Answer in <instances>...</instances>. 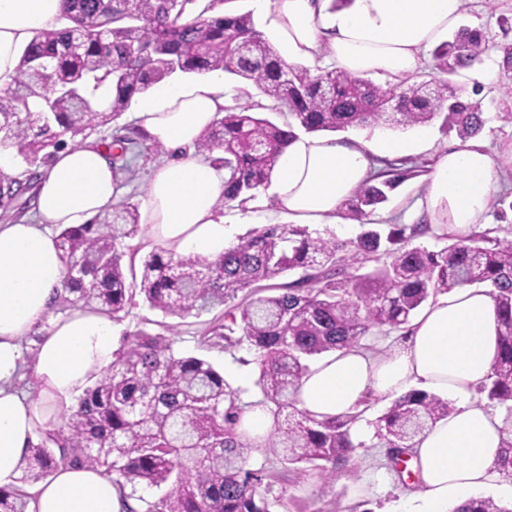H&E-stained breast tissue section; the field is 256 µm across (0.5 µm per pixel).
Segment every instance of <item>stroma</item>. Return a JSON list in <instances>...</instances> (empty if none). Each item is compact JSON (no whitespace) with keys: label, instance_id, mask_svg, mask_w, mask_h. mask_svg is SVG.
<instances>
[{"label":"stroma","instance_id":"obj_1","mask_svg":"<svg viewBox=\"0 0 512 512\" xmlns=\"http://www.w3.org/2000/svg\"><path fill=\"white\" fill-rule=\"evenodd\" d=\"M460 23L483 32L489 48L483 67L500 64V45L512 43V0H468ZM502 84L498 77L480 86L486 123L479 137L491 156L502 161L493 195L505 198L506 203L492 206L487 225L506 237L512 235V164L503 162L502 157L512 152V98L505 96ZM223 313V308L217 307L197 317L179 318L139 304L119 321L118 328L123 333L140 328L158 333L163 326H175V349L209 359L227 381L241 389L242 399L249 401L256 391L254 382L258 376L251 354L242 348L225 351L200 344L209 325L220 320ZM246 466L261 471L262 489L279 498L276 512H325L332 496L340 499L347 512H395L400 500L417 491L415 485L399 480L387 465L385 449L373 444L357 448L354 474L340 476L326 498L314 479L281 464L267 449H250Z\"/></svg>","mask_w":512,"mask_h":512}]
</instances>
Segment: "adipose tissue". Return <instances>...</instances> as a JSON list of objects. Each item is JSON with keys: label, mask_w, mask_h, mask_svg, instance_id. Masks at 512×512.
<instances>
[{"label": "adipose tissue", "mask_w": 512, "mask_h": 512, "mask_svg": "<svg viewBox=\"0 0 512 512\" xmlns=\"http://www.w3.org/2000/svg\"><path fill=\"white\" fill-rule=\"evenodd\" d=\"M259 29L284 63L326 62L357 76L407 82L458 23L464 0H253ZM62 0H0V90L14 79L23 48L38 31L58 27ZM235 91L223 72L203 79L171 75L132 114L145 138L162 145L167 160L151 172L143 204L149 236L177 255H223L234 238L217 208L223 169L191 149L231 104ZM427 134L297 135L277 156L263 193L292 224H335L375 158L413 155ZM498 166L481 142L449 146L438 157L416 206L430 223L466 233L485 223ZM122 190L108 152L95 140L58 151L42 177L31 216L0 223V488L16 486L30 448L54 430L74 397L112 362V318L75 309L51 317L64 264L56 231L110 209ZM500 324L489 287L439 292L406 326L402 348L376 356L364 348L335 350L314 361L298 394L300 408L319 416L361 411L370 395L391 399L412 389L446 396L453 412L414 446L419 495L400 512H449L485 493L512 498V483L494 467L503 414L478 405L476 389L490 375ZM37 336L33 368L38 390L29 397L16 381L21 344ZM28 512H123L109 477L85 465L57 471L29 492Z\"/></svg>", "instance_id": "adipose-tissue-1"}]
</instances>
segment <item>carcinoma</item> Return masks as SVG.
<instances>
[{
	"mask_svg": "<svg viewBox=\"0 0 512 512\" xmlns=\"http://www.w3.org/2000/svg\"><path fill=\"white\" fill-rule=\"evenodd\" d=\"M196 0H63L58 30H42L24 49L13 85L0 95V149L32 164L49 158L118 119L133 96L171 74L222 71L253 84L286 116L278 123L254 106L225 109L202 135L197 153L224 168V205L254 197L271 179L277 155L295 137L350 126L440 129L466 141L482 130V100H462L459 71L488 50L481 31L462 27L433 50L439 76L385 86L344 71L286 65L249 13L190 16ZM110 100L96 108L100 87ZM389 99L398 111L385 107ZM116 174L132 170L131 140L107 145ZM361 186L345 216L366 229L355 240L312 236L300 224L273 225L240 237L215 260L152 250L140 269L123 265V241L140 231L137 207L119 202L91 224L58 234L65 267L60 309L95 308L118 321L136 306L184 318L237 301L200 342L244 347L258 367L259 398L244 402L214 364L174 351L162 334L138 329L123 336L105 374L62 415L57 430L30 448L22 480L39 481L62 466L100 467L128 512H272L279 500L259 491L245 468L254 444L237 427L242 413L269 411L274 430L265 447L287 465L304 466L326 488L348 471L359 414L317 418L298 407L309 361L360 344L374 332L400 331L442 290L488 283L500 318L492 373L481 387L489 406L505 410L496 469L512 479V240L494 229L448 236L438 251L406 245L432 231L427 223L371 219L388 193L417 174L418 164L383 161ZM40 179L31 169L0 172V207L33 199ZM373 269L362 273L368 264ZM295 272L290 282L274 279ZM453 411L451 402L421 390L397 397L376 422L374 437L393 463L414 453L416 438ZM25 494L0 489V512H25ZM453 512H512L491 498H472Z\"/></svg>",
	"mask_w": 512,
	"mask_h": 512,
	"instance_id": "carcinoma-1",
	"label": "carcinoma"
}]
</instances>
